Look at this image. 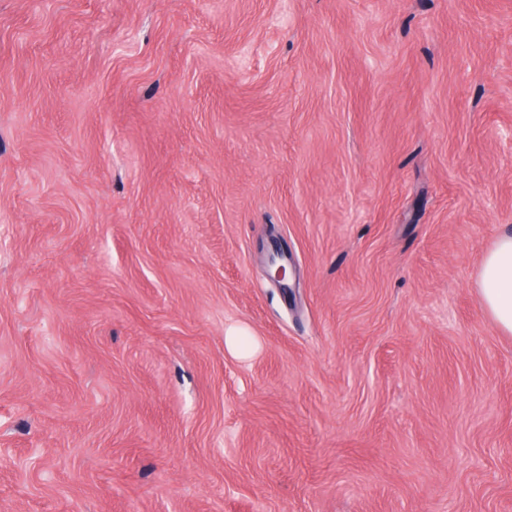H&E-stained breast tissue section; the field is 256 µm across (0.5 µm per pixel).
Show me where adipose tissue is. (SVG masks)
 I'll list each match as a JSON object with an SVG mask.
<instances>
[{"label":"adipose tissue","instance_id":"obj_1","mask_svg":"<svg viewBox=\"0 0 512 512\" xmlns=\"http://www.w3.org/2000/svg\"><path fill=\"white\" fill-rule=\"evenodd\" d=\"M481 303L501 333L512 334V231L484 252L476 274Z\"/></svg>","mask_w":512,"mask_h":512}]
</instances>
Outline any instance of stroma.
<instances>
[{
    "label": "stroma",
    "instance_id": "obj_1",
    "mask_svg": "<svg viewBox=\"0 0 512 512\" xmlns=\"http://www.w3.org/2000/svg\"><path fill=\"white\" fill-rule=\"evenodd\" d=\"M508 228L512 0H0V512H512ZM481 303L498 330L512 334V231L484 252L476 274ZM246 334L247 332L242 328L229 329L224 338L227 349L238 356H248L252 352V344Z\"/></svg>",
    "mask_w": 512,
    "mask_h": 512
}]
</instances>
